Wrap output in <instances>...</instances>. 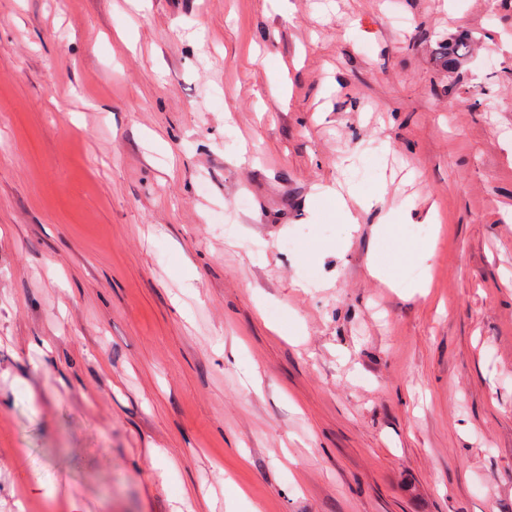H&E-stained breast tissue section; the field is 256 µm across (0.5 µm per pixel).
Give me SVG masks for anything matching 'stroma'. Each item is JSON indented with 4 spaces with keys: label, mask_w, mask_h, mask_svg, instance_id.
I'll return each instance as SVG.
<instances>
[{
    "label": "stroma",
    "mask_w": 512,
    "mask_h": 512,
    "mask_svg": "<svg viewBox=\"0 0 512 512\" xmlns=\"http://www.w3.org/2000/svg\"><path fill=\"white\" fill-rule=\"evenodd\" d=\"M0 512H512V0H0Z\"/></svg>",
    "instance_id": "35a3bbf8"
}]
</instances>
